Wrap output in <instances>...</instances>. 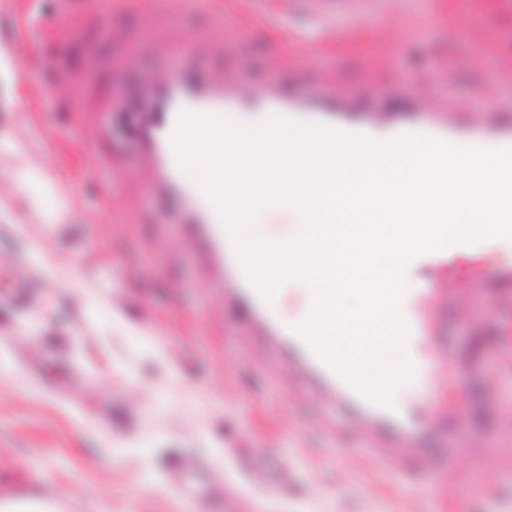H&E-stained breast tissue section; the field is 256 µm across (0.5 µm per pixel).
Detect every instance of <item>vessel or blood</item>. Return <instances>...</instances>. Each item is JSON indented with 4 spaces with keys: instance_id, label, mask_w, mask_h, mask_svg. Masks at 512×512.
Instances as JSON below:
<instances>
[{
    "instance_id": "vessel-or-blood-1",
    "label": "vessel or blood",
    "mask_w": 512,
    "mask_h": 512,
    "mask_svg": "<svg viewBox=\"0 0 512 512\" xmlns=\"http://www.w3.org/2000/svg\"><path fill=\"white\" fill-rule=\"evenodd\" d=\"M367 0H280L282 11L296 8L310 13L316 19H328L331 14H351L359 11ZM324 91L318 83L306 85L298 102H291L278 90L266 87L237 86L229 92L222 81L210 71L193 72L191 78L168 74L163 81L150 80L142 83L138 105L142 108L159 107L162 112L160 128L150 134L147 142L138 147L140 155L148 162L151 187L155 195L173 196L179 199L178 208L167 211L165 221L185 228V241L190 248L209 265L218 287L224 290L227 303L244 304L247 308L249 329L260 332L275 351H291L289 371L302 375L310 383L313 393L320 400L351 411L357 419L370 427L386 430V440L391 448L392 462H402L418 470H425L429 461L426 453L413 448V441L424 434L438 430L447 422L445 409L430 405L426 412H419V397L395 399L393 407L382 406L359 394L332 367L321 360L307 341L283 322L272 303L248 279L239 260L228 224L203 190L199 180L187 178L177 162L171 143L176 122L181 113L191 112L221 119L248 109L264 113L266 119L284 118L289 113L304 109L315 115V121L331 128H341L342 123L335 111L322 107ZM473 130L495 141L497 146L512 147V129L503 127L496 113L486 112L471 118ZM398 134L414 133L442 140L457 146L468 143L451 120L433 128L419 123L398 125ZM464 262L472 268L481 266L483 258L471 245L455 244L444 250L418 257V264L433 267L452 266ZM10 298L14 304L29 303V275L25 268L11 269ZM453 288H444L434 295L421 294L410 289L402 304V315L409 327V336L403 347L414 366V383L422 387L429 383V369L434 362L445 360L448 346L439 336L435 323L428 315L447 307ZM481 391L491 417L492 428L512 425V412L505 410L498 399V390L492 378L480 380ZM481 436L472 433L465 448L437 449L443 465L463 470L469 460L480 453Z\"/></svg>"
}]
</instances>
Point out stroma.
Wrapping results in <instances>:
<instances>
[{"mask_svg":"<svg viewBox=\"0 0 512 512\" xmlns=\"http://www.w3.org/2000/svg\"><path fill=\"white\" fill-rule=\"evenodd\" d=\"M44 22L57 0H0V39L18 77L0 89V131L19 145L0 155V271L31 274L29 304L0 303V500H64L66 512H512V429L490 432L469 471L388 466L378 437L326 407L263 338L245 311L224 304L180 225L162 212L178 199L150 190L131 139L137 84L181 72L175 48L225 88L275 81L296 95L320 82L328 102L391 120L421 108L465 120L497 112L512 127V8L501 0H403L392 12L334 26L328 47L298 42L313 18L282 14L277 0L254 20L246 0H147L137 9L96 4L59 41L23 21ZM125 93L113 106L111 85ZM88 121L75 126L73 99ZM112 157V184L85 171L89 152ZM44 168L70 205L30 206L16 195L21 167ZM39 245L32 256L31 245ZM488 257L468 317L438 312L457 367L435 374L428 401H469L487 419L469 366L479 361L512 408V311L495 301L497 255Z\"/></svg>","mask_w":512,"mask_h":512,"instance_id":"1","label":"stroma"}]
</instances>
